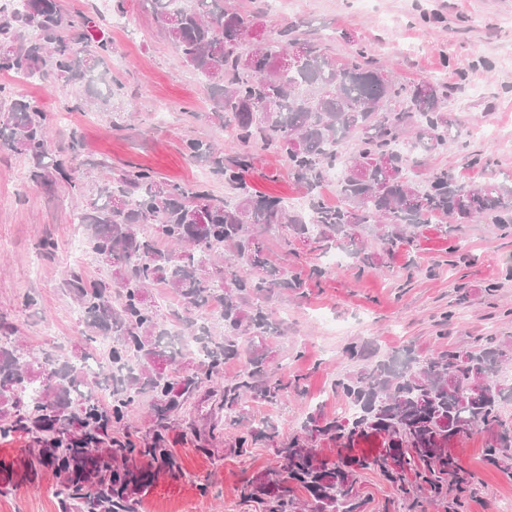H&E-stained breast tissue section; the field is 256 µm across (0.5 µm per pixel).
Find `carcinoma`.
Returning a JSON list of instances; mask_svg holds the SVG:
<instances>
[{"label": "carcinoma", "instance_id": "1", "mask_svg": "<svg viewBox=\"0 0 512 512\" xmlns=\"http://www.w3.org/2000/svg\"><path fill=\"white\" fill-rule=\"evenodd\" d=\"M143 2L161 19L184 65L209 81L224 126L233 130L237 148L227 153L211 140L183 144L188 161L224 178L230 197H216L201 183L165 180L146 167L107 166L98 198L87 202L83 183L67 173L78 162L81 135L72 131L68 148L53 152L41 104L0 84V142L30 158L35 179L51 183L57 174L67 183L78 203L75 223L112 273V282L90 284L67 275L84 326L85 348L75 358L44 349L33 358L18 339L0 336V440L24 434L31 442L6 471L16 486L52 469L62 512H139L138 496L160 476L182 475L166 432L177 426L181 437L201 438L192 417L199 392L219 394L224 420L211 424L214 432L240 425L248 401L275 403L286 395L288 386L254 348L277 327L263 305L249 302L278 289L300 295L305 282L265 254L259 230L288 228L281 240L286 254L295 240L307 239L323 253L348 251L363 270L414 243L431 224L444 233L477 219L512 228V179L464 182L436 169L427 185L417 183L423 156L450 143L470 163L480 162L468 152L470 130L446 110L448 86L399 82L362 49L338 63L322 38L297 24L255 43L243 33L260 14L226 7L224 0H184L177 9L170 0ZM77 25L58 0H24L19 12L0 11V74L62 78L83 88L81 103L105 111L98 68L112 57V41L78 34ZM296 44L304 46L300 59L280 67ZM255 146L280 156L307 190L302 208L247 183ZM342 160L339 203L330 204L322 187ZM156 282L172 289L189 313H173L177 320L206 322L195 337L199 362L190 373L158 371L186 353L147 298ZM101 337L111 350L92 378L84 368L87 347ZM246 340L252 348L245 366L223 379L224 363L241 354ZM130 356L134 371L114 376L112 368L124 367ZM345 356L357 370L337 379L333 390L354 413L309 416L275 449L282 464L247 481L241 493L267 512H362V475L376 471L406 512H426L451 492L450 509L463 512L469 474L450 446L485 429L493 442L483 460L498 466L508 458L512 422L503 408L512 405V386L499 375L512 363V344L450 347L425 358L408 349L376 360L367 346L351 343ZM477 378L484 394L471 400L468 387ZM93 384L109 390L107 403ZM143 395L151 399L152 426L135 441L128 413ZM371 436L381 437L380 451L356 452ZM275 437L268 424H252L238 432L235 448L243 453ZM317 438L333 445L330 455L311 446Z\"/></svg>", "mask_w": 512, "mask_h": 512}]
</instances>
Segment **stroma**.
I'll return each instance as SVG.
<instances>
[{
	"instance_id": "stroma-1",
	"label": "stroma",
	"mask_w": 512,
	"mask_h": 512,
	"mask_svg": "<svg viewBox=\"0 0 512 512\" xmlns=\"http://www.w3.org/2000/svg\"><path fill=\"white\" fill-rule=\"evenodd\" d=\"M122 18L123 29H101L112 40V57L101 71L118 81L108 114L90 106L75 110L74 87L56 79L18 83L15 92L43 105L52 150L64 149L71 131L81 133L77 176L87 198L95 197L106 164L148 167L166 180L198 181L223 196V178L181 151L189 138L229 139L206 83L181 62L160 20L140 0H125ZM291 23L334 35L337 61L362 49L401 81L446 77L449 106L459 121L470 128L493 126L497 137H476L470 144L471 151L488 156V167L466 166L453 147L430 157L429 167L475 182L512 174V0H285L281 13L266 17L270 32ZM254 164L257 190L305 203V188L292 180L281 157L260 152ZM30 167L26 156L0 149V320L31 348L55 346L70 358L78 351L81 326L72 317L76 305L64 275L74 271L89 283L106 274L81 246L84 235L73 222L67 184L37 185ZM46 238L55 243L48 254L40 247ZM511 265L512 233L477 221L446 236L429 231L419 246L400 249L377 269H327L311 278L303 296L281 291L270 307L282 326L262 349L288 384V398L249 402L248 419L269 422L284 441L309 414L336 415L342 399L332 384L353 370L343 350L355 341L368 343L380 358L408 348L425 356L490 336L512 341ZM29 295L37 300L31 308L23 305ZM235 435L227 428L213 440L224 451L220 460L197 442L174 440L184 473L160 477L140 512H261L257 503L243 501L239 488L279 460L265 441L248 454L235 453ZM491 438L482 430L452 448L472 475L465 512H499L502 502L512 501V468L483 460ZM53 481L46 470L35 483L0 494V512H59Z\"/></svg>"
}]
</instances>
